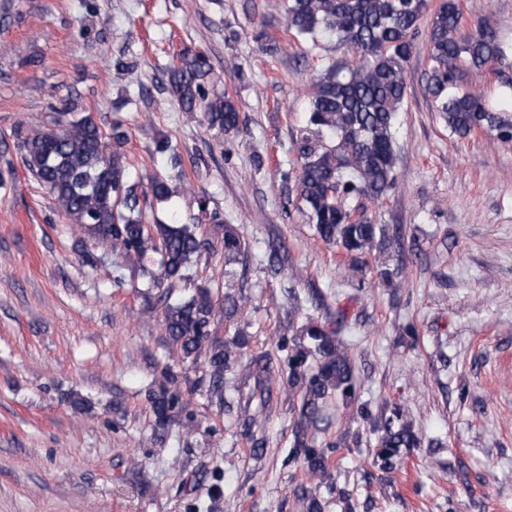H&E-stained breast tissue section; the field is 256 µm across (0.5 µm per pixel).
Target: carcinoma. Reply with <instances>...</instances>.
Returning a JSON list of instances; mask_svg holds the SVG:
<instances>
[{
    "label": "carcinoma",
    "mask_w": 512,
    "mask_h": 512,
    "mask_svg": "<svg viewBox=\"0 0 512 512\" xmlns=\"http://www.w3.org/2000/svg\"><path fill=\"white\" fill-rule=\"evenodd\" d=\"M284 6L296 36L312 42L331 36L349 53L307 86L306 124L294 143L299 173L288 205L312 224L317 238L350 258L349 270L356 277L365 270V255L393 245L383 225L372 223L365 210L396 182L392 129L424 16L432 15L427 91L440 119L460 138L489 130L495 139L512 142V74L500 68L512 46L480 20L463 25L458 0H284ZM485 68L496 69L498 92L461 86L464 71ZM168 77L181 111L202 113L213 128L238 129L232 96L210 89L212 68L204 54L181 53ZM18 136L24 167L83 238L112 249L125 267L139 266L150 253L161 256L156 286L165 289L159 302L169 351L149 391L155 433H163L188 407L176 387L179 367L203 366L209 375L208 398L219 403L224 402L225 373L243 361L259 382L275 377L267 354H248L242 331L222 341L212 336L216 305L211 289L199 287L170 301L175 284L190 282L191 266L205 254H224L227 277L233 274L231 266H247L248 247L234 225L220 212L207 211L203 198L200 211L224 230L218 242L196 224L147 223L141 199H168L173 190L167 179L152 175L139 192L127 185L124 124L117 121L105 131L75 101L65 104L53 125ZM342 318L340 312L335 322L311 319L302 325L298 333L303 340H289L288 374L280 377L288 395L300 398L292 405V454L319 487L332 486L328 455L315 447L324 405L333 398L345 405L356 399L354 366L340 337ZM370 433L384 469L394 467L400 449L418 446L412 423L397 405L372 424Z\"/></svg>",
    "instance_id": "cac0c4a2"
}]
</instances>
